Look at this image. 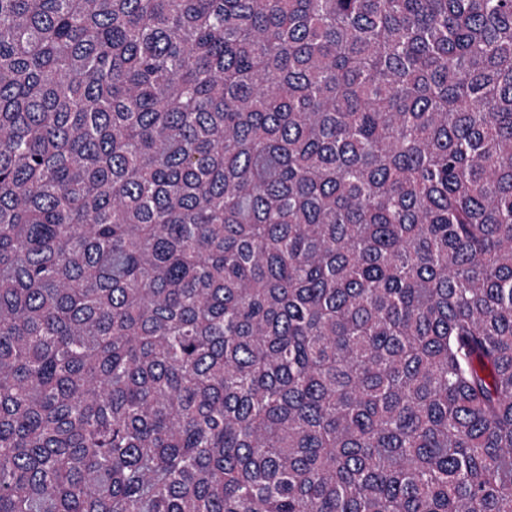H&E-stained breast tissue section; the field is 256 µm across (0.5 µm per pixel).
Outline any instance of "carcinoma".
I'll return each mask as SVG.
<instances>
[{
    "mask_svg": "<svg viewBox=\"0 0 512 512\" xmlns=\"http://www.w3.org/2000/svg\"><path fill=\"white\" fill-rule=\"evenodd\" d=\"M0 512H512V0H0Z\"/></svg>",
    "mask_w": 512,
    "mask_h": 512,
    "instance_id": "carcinoma-1",
    "label": "carcinoma"
}]
</instances>
